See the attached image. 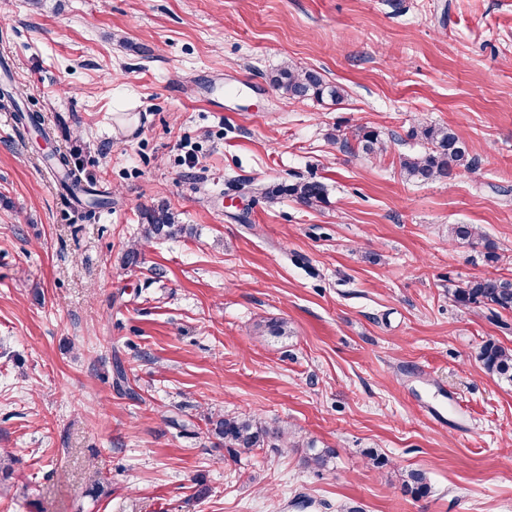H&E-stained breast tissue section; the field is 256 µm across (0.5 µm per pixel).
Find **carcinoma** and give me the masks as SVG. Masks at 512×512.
Returning <instances> with one entry per match:
<instances>
[{"instance_id": "obj_1", "label": "carcinoma", "mask_w": 512, "mask_h": 512, "mask_svg": "<svg viewBox=\"0 0 512 512\" xmlns=\"http://www.w3.org/2000/svg\"><path fill=\"white\" fill-rule=\"evenodd\" d=\"M270 83L291 99L328 98L333 102L343 100L345 90L339 85L326 82L321 74L312 69H295L284 65L269 76ZM0 109L14 113L17 124L50 136V129L44 126L41 116L28 112L19 105L11 85L0 84ZM409 137L421 143L422 148L403 156L400 160L401 173L409 181L426 182L446 178L459 170L472 171L475 158L470 156L466 142L455 130L443 125H417L411 128ZM354 139L357 148L368 157H378L387 151V141L380 131L368 127L357 129ZM46 171L55 179L60 189L82 206L90 217L110 205V200L99 197L92 186L84 183L74 169L69 156L56 152L42 157ZM261 195L270 203L287 195L300 204L315 208L325 203L326 191L316 181H299L284 187L264 188ZM144 220L143 239L174 237L184 232V225L176 223L169 209L152 207L142 213ZM448 237L452 240L474 241L483 238L479 227L474 224L448 225ZM453 300L460 306L471 305L486 308L492 317L512 313V278L483 277L465 281L452 291ZM484 369L498 378L512 383V350L493 342L486 343L479 355ZM217 435L224 438V447L231 453H251L269 444L272 440H289L293 433L287 429L268 427L251 416H226L213 422ZM307 464L321 470L329 467L334 451L318 448L315 443L306 445ZM404 488L416 497H423L429 487L425 476L418 471L407 473Z\"/></svg>"}]
</instances>
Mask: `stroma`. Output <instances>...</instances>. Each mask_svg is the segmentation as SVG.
Segmentation results:
<instances>
[{
    "label": "stroma",
    "mask_w": 512,
    "mask_h": 512,
    "mask_svg": "<svg viewBox=\"0 0 512 512\" xmlns=\"http://www.w3.org/2000/svg\"><path fill=\"white\" fill-rule=\"evenodd\" d=\"M0 62L112 195L84 220L0 110V512H512V384L478 358L512 349V314L451 297L512 276V0H0ZM285 63L345 98L285 97ZM417 123L476 169L405 181ZM361 126L385 154L336 143ZM299 180L326 203L248 191ZM162 203L187 231L145 242ZM227 414L334 464L230 455L208 422Z\"/></svg>",
    "instance_id": "1"
}]
</instances>
